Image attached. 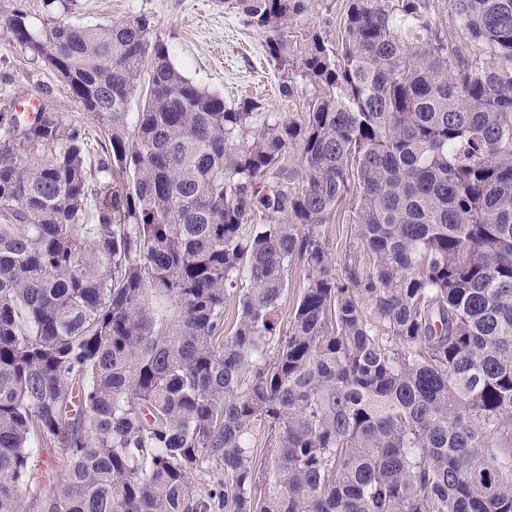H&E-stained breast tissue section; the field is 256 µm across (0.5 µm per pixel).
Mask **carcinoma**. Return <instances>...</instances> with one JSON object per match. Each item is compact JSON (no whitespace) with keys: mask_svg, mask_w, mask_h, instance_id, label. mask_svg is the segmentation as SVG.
Returning <instances> with one entry per match:
<instances>
[{"mask_svg":"<svg viewBox=\"0 0 512 512\" xmlns=\"http://www.w3.org/2000/svg\"><path fill=\"white\" fill-rule=\"evenodd\" d=\"M312 3H232L294 116L143 14L0 25L103 136L0 103V512H512V0H347L300 52ZM346 204L372 262L338 274ZM346 0H314L312 12L291 30L298 37L297 45L303 50L302 36L309 28L315 29L329 43L335 44L341 37V21L346 10ZM342 26V25H341ZM304 284L305 272L302 270V268L293 267L289 275L288 293L285 295L283 299L282 317L284 322L287 321L288 314L291 311L293 304L301 295L304 288Z\"/></svg>","mask_w":512,"mask_h":512,"instance_id":"cac0c4a2","label":"carcinoma"}]
</instances>
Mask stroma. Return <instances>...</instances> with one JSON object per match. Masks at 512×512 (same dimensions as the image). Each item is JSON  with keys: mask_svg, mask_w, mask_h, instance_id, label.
Here are the masks:
<instances>
[{"mask_svg": "<svg viewBox=\"0 0 512 512\" xmlns=\"http://www.w3.org/2000/svg\"><path fill=\"white\" fill-rule=\"evenodd\" d=\"M346 0H314L312 12L294 28L301 36L315 29L325 40L337 42ZM134 14L150 17L158 37L167 45L171 63L188 79L223 96L233 104L244 98L243 85L262 71L271 87L260 101L271 112H299L303 98L287 100L279 90L280 74L268 61L265 35L228 9L224 0H75L70 18L80 24L118 21ZM50 88L44 100L50 111L67 122L85 125L98 138V125L69 94L58 76L27 60L20 49L0 36V99L22 101L36 87ZM324 244L337 266L346 260L365 266L369 255L357 236L348 208H340L326 226Z\"/></svg>", "mask_w": 512, "mask_h": 512, "instance_id": "1", "label": "stroma"}]
</instances>
